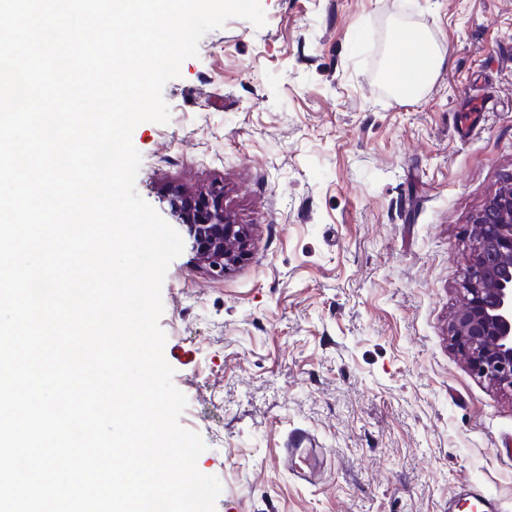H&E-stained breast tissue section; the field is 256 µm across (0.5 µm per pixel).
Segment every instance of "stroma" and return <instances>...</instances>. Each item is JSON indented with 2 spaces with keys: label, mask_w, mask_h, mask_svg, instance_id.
<instances>
[{
  "label": "stroma",
  "mask_w": 512,
  "mask_h": 512,
  "mask_svg": "<svg viewBox=\"0 0 512 512\" xmlns=\"http://www.w3.org/2000/svg\"><path fill=\"white\" fill-rule=\"evenodd\" d=\"M206 33L144 122L136 191L224 184L248 258L216 279L191 247L159 325L181 425L222 484L215 512H448L470 483L512 512V394L473 375L449 323L473 213L512 171V0H261ZM443 63L383 89L395 27ZM315 437L316 473L281 450ZM289 439V448H282L284 459H288V461L294 467V471L296 474H298L297 477L307 481V476L305 475L304 469L300 465H297L296 459L300 460L302 463L303 461L301 459L305 460V457L302 455V451L304 449L302 447L305 443L311 444L310 436L307 433L293 430L289 434ZM301 471H303V473Z\"/></svg>",
  "instance_id": "stroma-1"
}]
</instances>
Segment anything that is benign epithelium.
Returning a JSON list of instances; mask_svg holds the SVG:
<instances>
[{
	"instance_id": "7a95c632",
	"label": "benign epithelium",
	"mask_w": 512,
	"mask_h": 512,
	"mask_svg": "<svg viewBox=\"0 0 512 512\" xmlns=\"http://www.w3.org/2000/svg\"><path fill=\"white\" fill-rule=\"evenodd\" d=\"M172 216L186 228L197 262L222 278L246 258L251 229L224 208V183L185 188L169 199ZM473 253L450 323L453 346L471 371L512 392V172L471 217Z\"/></svg>"
}]
</instances>
